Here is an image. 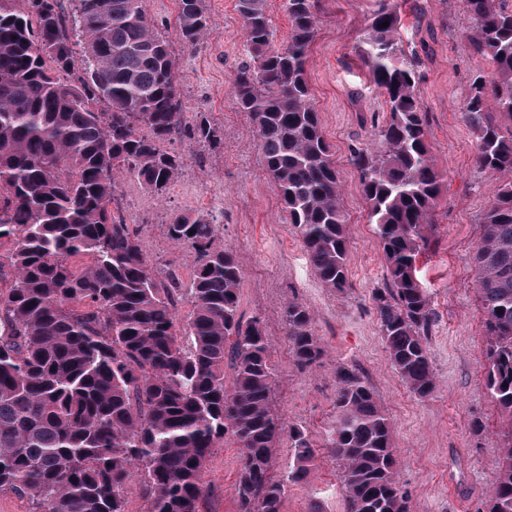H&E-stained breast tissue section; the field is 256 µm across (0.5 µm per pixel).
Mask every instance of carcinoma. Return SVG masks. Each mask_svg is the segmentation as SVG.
<instances>
[{
  "label": "carcinoma",
  "mask_w": 512,
  "mask_h": 512,
  "mask_svg": "<svg viewBox=\"0 0 512 512\" xmlns=\"http://www.w3.org/2000/svg\"><path fill=\"white\" fill-rule=\"evenodd\" d=\"M463 2V34L492 65L473 76L462 107L472 162L511 175L512 4ZM283 7L288 39L277 44L268 0H237L250 61L236 69L232 96L311 266L343 291L346 214L306 77L319 19L314 0ZM177 23L184 49L197 51L209 29L205 0H178ZM369 28L360 56L386 110L372 116L377 147L352 145L350 161L386 264V287L373 292L380 335L409 391L427 399L436 389L427 342L434 309L416 259L436 225L442 175L418 97L420 60L403 49L391 0H379ZM182 138L212 150L222 141L206 113L186 123L176 60L145 0H71L68 13L62 0L0 7V243L11 245L13 269L0 288V492L27 498L31 512H125L134 467L144 512H201L207 460L228 435L239 451L237 512H282L276 443L286 435L293 449L290 482L315 458L307 430L273 410L272 344L259 318L238 313L244 270L216 244L214 218L178 213L165 224L194 256L184 289L172 268L164 281L153 274L121 215V175L165 194L182 157L162 144ZM472 262L487 386L506 414L487 512H512L511 178L483 215ZM183 297L192 312L181 328ZM313 322L304 303H285L283 336L300 371L323 355ZM335 407L324 448L339 467L343 512H411L392 421L359 370L336 368Z\"/></svg>",
  "instance_id": "carcinoma-1"
}]
</instances>
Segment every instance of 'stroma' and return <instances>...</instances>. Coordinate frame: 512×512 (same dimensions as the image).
<instances>
[{
  "instance_id": "obj_1",
  "label": "stroma",
  "mask_w": 512,
  "mask_h": 512,
  "mask_svg": "<svg viewBox=\"0 0 512 512\" xmlns=\"http://www.w3.org/2000/svg\"><path fill=\"white\" fill-rule=\"evenodd\" d=\"M315 3L319 27L307 80L342 188L349 288L338 292L318 279L278 206L251 122L232 99L231 76L249 59L235 0H205L209 33L194 53L182 47L177 0H145L146 12L175 52L186 120L206 113L223 143L208 151L187 139L174 142L184 167L162 196L123 175L120 210L153 272L160 276L176 266L185 283L193 259L166 237L163 226L174 213H218V241L237 253L245 273L240 311L260 318L272 343L275 411L322 440L336 418V369L357 368L394 424L400 485L412 512H484L499 476L505 416L487 387L489 343L470 257L499 179L474 169L473 137L461 109L472 75L488 64L462 34L467 15L461 0H398L403 45L422 62L418 96L431 154L444 175L434 237L417 263L435 311L428 344L436 377L433 395L419 399L393 369L379 334L372 293L386 282L383 252L350 162L352 144H373L371 115L383 103L358 55L376 0ZM291 298L308 306L325 349L305 373L290 362L282 333V309ZM292 464L290 444L281 441L273 475L286 482L283 512H308L314 502L322 512H343L336 463L326 452L316 455L297 483L287 480ZM237 473L238 448L228 437L206 463L203 480L211 492L203 512H236ZM452 476L459 483L455 491L448 488Z\"/></svg>"
}]
</instances>
